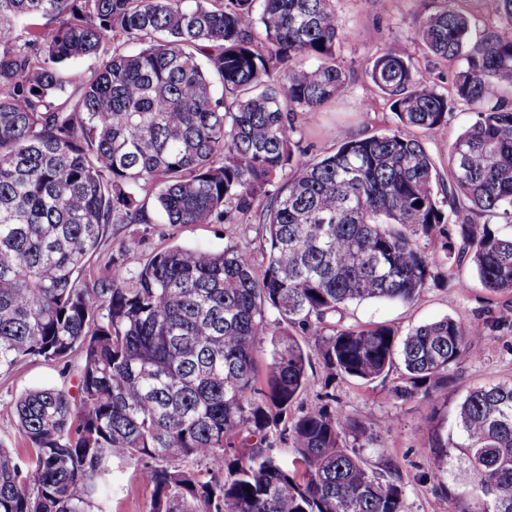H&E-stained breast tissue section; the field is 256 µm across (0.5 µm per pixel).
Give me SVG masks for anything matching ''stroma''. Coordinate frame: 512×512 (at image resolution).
I'll use <instances>...</instances> for the list:
<instances>
[{
    "label": "stroma",
    "mask_w": 512,
    "mask_h": 512,
    "mask_svg": "<svg viewBox=\"0 0 512 512\" xmlns=\"http://www.w3.org/2000/svg\"><path fill=\"white\" fill-rule=\"evenodd\" d=\"M428 0H335L336 14L345 32L338 57L349 86L335 106L326 112H304L298 124L315 152H330L347 138L381 133L391 128L394 115L385 97L365 75L368 59L398 43L407 44L417 70L440 91L451 88L453 68L431 55L412 39L415 25L425 12ZM472 122L467 106L457 105L448 124L431 132H419L435 157L440 170L448 168V149ZM142 241L139 253L129 256L127 267L171 242L211 251L223 250L227 241L248 246L256 265L265 262V229L257 218L238 216L231 224H112L100 246L88 259L89 268L103 264L115 253L119 242L129 236ZM438 276L455 274L465 282L461 288H429L409 304L367 301L347 307L346 323L386 324L409 328L445 317L487 323L512 309V294H492L480 284L470 266L438 264ZM448 374L451 382L434 400L416 396L401 399L394 395L400 372L392 370L373 381L352 378L336 380V404L350 416L378 433L374 445L360 449L367 465L381 473L396 474L406 492L408 512H439L442 491L453 487L447 469L436 468L429 454L430 434L439 424H452L459 402L471 388L490 382L512 381V326L492 328L489 336L470 345ZM75 375L62 372L60 365L39 359L20 362L0 373V446L25 447L10 405L29 390L64 388L75 390ZM112 495L106 512H146L150 487L141 479L135 464L112 460L109 464Z\"/></svg>",
    "instance_id": "stroma-1"
}]
</instances>
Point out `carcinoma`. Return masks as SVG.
<instances>
[{
    "label": "carcinoma",
    "mask_w": 512,
    "mask_h": 512,
    "mask_svg": "<svg viewBox=\"0 0 512 512\" xmlns=\"http://www.w3.org/2000/svg\"><path fill=\"white\" fill-rule=\"evenodd\" d=\"M333 2L0 0V370L82 358L77 394L35 389L12 404L29 448H0V512H94L112 458L140 467L147 512H407L399 477L356 453L376 434L336 407L332 383L372 381L398 361L394 394L430 399L484 330L445 318L400 338L347 325L344 310L464 287L434 273L432 240L489 292L512 293V233L474 223H512V108L501 103L512 0H480L498 27L473 50L460 0H432L415 39L456 67L451 91L393 45L366 72L395 128L311 159L296 115L323 111L348 85ZM30 17L53 27L18 35ZM85 57L99 64L79 79L69 64ZM458 101L474 120L449 149L444 183L406 130L447 124ZM248 213L268 233L261 272L237 243L175 244L130 269L134 235L86 269L111 224ZM301 336L314 337L327 377L295 415L313 390ZM280 424L292 470L269 440ZM431 454L465 475L441 495L448 512H512V381L470 389Z\"/></svg>",
    "instance_id": "carcinoma-1"
}]
</instances>
